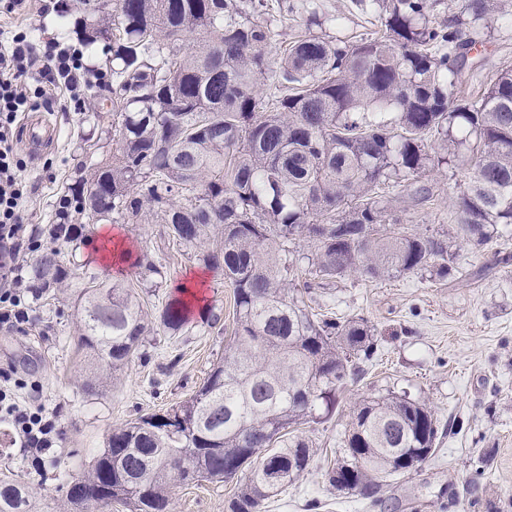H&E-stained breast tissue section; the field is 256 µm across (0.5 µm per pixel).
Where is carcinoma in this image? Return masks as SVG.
Here are the masks:
<instances>
[{
	"label": "carcinoma",
	"instance_id": "obj_1",
	"mask_svg": "<svg viewBox=\"0 0 512 512\" xmlns=\"http://www.w3.org/2000/svg\"><path fill=\"white\" fill-rule=\"evenodd\" d=\"M357 2L382 9L381 33L339 44L310 29L283 37L269 0H81L82 40L112 42L120 148L80 179V211L94 224L149 216L185 248L212 241L198 260L224 270L235 310L224 358L189 399L108 435L82 476L104 500L99 512L114 502L168 512L172 485L233 479L228 512H262L309 468L302 426L330 419L340 389L378 351L368 320L309 310L289 288L294 270L305 265L306 291L351 272L443 278L459 272L456 243L479 250L512 226V70L464 97L475 39L432 24L426 0ZM491 2L461 0L462 13L479 20ZM193 33L202 42L188 44ZM459 157L469 176L451 231L396 230L401 219L376 189ZM33 275L46 290L69 271L46 249ZM83 280L74 308L95 390L134 354L150 314L131 286ZM186 294L165 304L166 330L187 326ZM447 431L404 395L370 397L325 481L375 503ZM0 512H37L34 493L0 481Z\"/></svg>",
	"mask_w": 512,
	"mask_h": 512
}]
</instances>
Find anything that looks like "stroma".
<instances>
[{
	"mask_svg": "<svg viewBox=\"0 0 512 512\" xmlns=\"http://www.w3.org/2000/svg\"><path fill=\"white\" fill-rule=\"evenodd\" d=\"M328 17L324 34L343 41L375 36L377 13L357 9L354 0H321ZM83 17L79 0H31L25 19L37 45L64 37L79 43ZM465 36L478 41L470 67L480 79L463 82L462 92H483L484 77L512 68V0H495L480 21L464 20ZM34 116L55 129V138L38 151L18 141L29 165L32 192L26 207L28 227L55 223L57 193L79 183L83 169L111 157L119 148L111 116L97 117L92 104L83 111H46ZM466 172L458 165L428 169L421 177L432 197L418 205L406 188L392 191L402 231L449 230ZM81 234L59 243L79 274L132 283L152 314H159L180 286H194L197 298L187 330L172 336L156 330L142 341L114 383L86 390L88 362L78 348V320L72 307L80 285L35 299L22 328L0 327V369L37 378L39 401L56 424L53 448L36 453L11 447L0 425V479L27 482L41 512H61L58 477L81 476L103 450L107 436L138 416L163 413L187 400L224 354L234 321L233 290L218 269L206 268L193 250L169 243L162 225H95L71 215ZM167 264L163 281L142 280L136 258ZM461 274L438 278L429 273L379 280L352 273L314 287L306 303L341 316L367 319L378 331V352L367 375L345 384L332 419L307 425L312 445L308 471L270 499L265 512H512V236L481 250L459 247ZM219 316L215 326L206 320ZM392 392L426 404L454 427L441 439L420 471L391 478L380 501L337 495L323 478L336 457L341 431L362 399ZM235 482L174 485L171 512H226Z\"/></svg>",
	"mask_w": 512,
	"mask_h": 512,
	"instance_id": "35a3bbf8",
	"label": "stroma"
}]
</instances>
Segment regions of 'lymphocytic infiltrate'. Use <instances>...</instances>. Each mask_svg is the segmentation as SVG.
Listing matches in <instances>:
<instances>
[{
  "label": "lymphocytic infiltrate",
  "mask_w": 512,
  "mask_h": 512,
  "mask_svg": "<svg viewBox=\"0 0 512 512\" xmlns=\"http://www.w3.org/2000/svg\"><path fill=\"white\" fill-rule=\"evenodd\" d=\"M111 75L90 72L82 49L54 41L38 48L28 38L25 25H15L0 44V326L14 328L25 323L37 294L28 273V258L41 249L44 240H67L78 235L68 223L77 196L63 193L55 200L57 223L42 231L28 230L24 210L30 188L24 177L26 161L14 146V133L22 114L35 102L77 104L92 85H109ZM38 382L14 379L0 387V420L9 421L21 448L42 451L52 446L54 426L37 397Z\"/></svg>",
  "instance_id": "f902f5d3"
}]
</instances>
